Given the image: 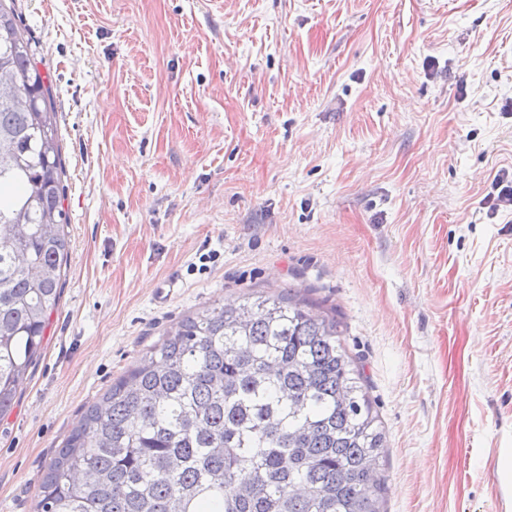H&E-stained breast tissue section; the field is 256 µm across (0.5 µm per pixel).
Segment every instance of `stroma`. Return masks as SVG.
Here are the masks:
<instances>
[{
    "mask_svg": "<svg viewBox=\"0 0 512 512\" xmlns=\"http://www.w3.org/2000/svg\"><path fill=\"white\" fill-rule=\"evenodd\" d=\"M15 9L53 86L69 250L0 416V512H35L87 407L185 316L288 291L341 323L386 512H512V0Z\"/></svg>",
    "mask_w": 512,
    "mask_h": 512,
    "instance_id": "1",
    "label": "stroma"
}]
</instances>
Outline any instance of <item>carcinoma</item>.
Segmentation results:
<instances>
[{"instance_id": "carcinoma-1", "label": "carcinoma", "mask_w": 512, "mask_h": 512, "mask_svg": "<svg viewBox=\"0 0 512 512\" xmlns=\"http://www.w3.org/2000/svg\"><path fill=\"white\" fill-rule=\"evenodd\" d=\"M64 177L51 85L0 0V415L59 299ZM384 448L336 317L260 295L185 317L90 405L36 512H383Z\"/></svg>"}]
</instances>
